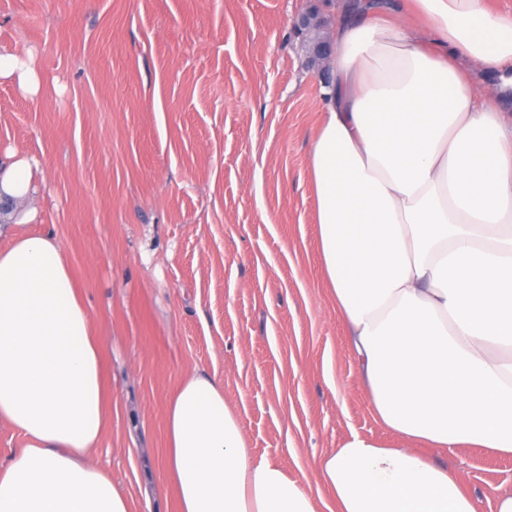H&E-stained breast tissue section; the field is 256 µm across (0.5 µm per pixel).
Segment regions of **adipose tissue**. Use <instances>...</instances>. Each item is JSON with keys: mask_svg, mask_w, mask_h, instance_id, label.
<instances>
[{"mask_svg": "<svg viewBox=\"0 0 512 512\" xmlns=\"http://www.w3.org/2000/svg\"><path fill=\"white\" fill-rule=\"evenodd\" d=\"M308 153L319 254L376 419L316 482L251 457L224 384L184 373L165 404L178 512H476L447 463L512 456V14L488 0H345ZM37 160L0 158V512H136L90 458L112 398L102 341L60 240L34 218Z\"/></svg>", "mask_w": 512, "mask_h": 512, "instance_id": "1", "label": "adipose tissue"}]
</instances>
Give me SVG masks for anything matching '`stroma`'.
Masks as SVG:
<instances>
[{"mask_svg":"<svg viewBox=\"0 0 512 512\" xmlns=\"http://www.w3.org/2000/svg\"><path fill=\"white\" fill-rule=\"evenodd\" d=\"M327 0H0V48L39 91L0 78V155L39 160L26 233L60 239L103 337L111 424L93 460L139 512H175L164 405L195 369L224 383L252 457L316 479L373 417L318 251L307 156L331 79L300 18ZM448 464L496 512L512 456ZM32 64L33 59L31 56H29L26 61L14 53L0 52V78H9L17 73L21 85L24 86L29 93L35 94L37 91V83Z\"/></svg>","mask_w":512,"mask_h":512,"instance_id":"stroma-1","label":"stroma"}]
</instances>
